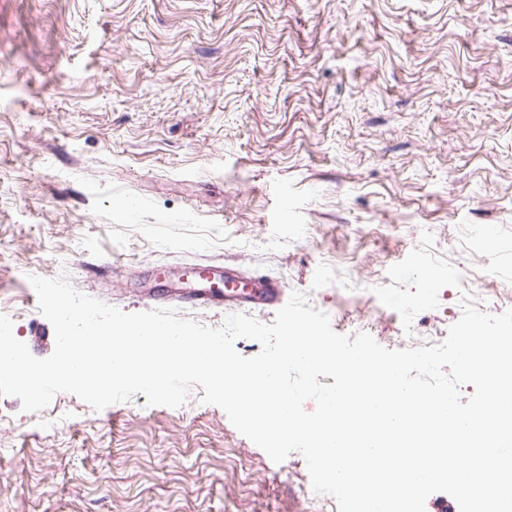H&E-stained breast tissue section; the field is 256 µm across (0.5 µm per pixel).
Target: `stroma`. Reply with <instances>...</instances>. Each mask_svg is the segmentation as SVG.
<instances>
[{
	"label": "stroma",
	"instance_id": "stroma-1",
	"mask_svg": "<svg viewBox=\"0 0 512 512\" xmlns=\"http://www.w3.org/2000/svg\"><path fill=\"white\" fill-rule=\"evenodd\" d=\"M425 231L512 309V0H0V312L35 357L29 276L137 313L208 261L420 347L459 296L407 329L375 290ZM203 395L0 396V512H338Z\"/></svg>",
	"mask_w": 512,
	"mask_h": 512
}]
</instances>
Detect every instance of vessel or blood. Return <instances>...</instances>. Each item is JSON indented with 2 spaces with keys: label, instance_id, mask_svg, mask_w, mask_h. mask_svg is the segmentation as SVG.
I'll list each match as a JSON object with an SVG mask.
<instances>
[{
  "label": "vessel or blood",
  "instance_id": "b4317fda",
  "mask_svg": "<svg viewBox=\"0 0 512 512\" xmlns=\"http://www.w3.org/2000/svg\"><path fill=\"white\" fill-rule=\"evenodd\" d=\"M164 277L168 283L187 285V298L204 306L222 308L230 315L245 306L272 308L283 301L284 291L279 282L262 279L253 283L220 263L186 265L177 272H165Z\"/></svg>",
  "mask_w": 512,
  "mask_h": 512
}]
</instances>
